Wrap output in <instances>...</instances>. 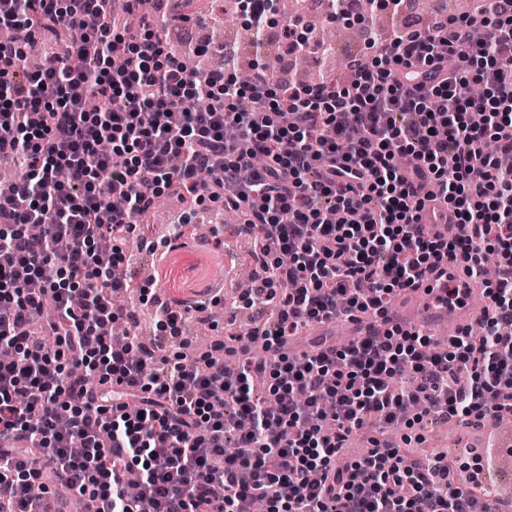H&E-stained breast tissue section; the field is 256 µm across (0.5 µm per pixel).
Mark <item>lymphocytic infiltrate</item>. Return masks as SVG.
Instances as JSON below:
<instances>
[{"label":"lymphocytic infiltrate","instance_id":"f902f5d3","mask_svg":"<svg viewBox=\"0 0 512 512\" xmlns=\"http://www.w3.org/2000/svg\"><path fill=\"white\" fill-rule=\"evenodd\" d=\"M110 0H0V163L25 177L0 192V480L10 512H34L31 487L68 490L97 512H469L452 488L453 463L421 459L371 437L347 468L339 451L366 425H391L420 400L427 415L471 426L512 416V169L482 155L486 141L512 153V0H486L394 37L345 82L288 86L224 70L200 78L144 19L132 35L108 22ZM61 35L64 57L24 69L35 37ZM485 93L470 96L471 82ZM254 109L242 112L239 98ZM97 100L98 111L87 107ZM295 114L292 125L279 121ZM412 115L402 125L398 115ZM263 153L255 165L254 153ZM449 212L456 233L427 238L426 198ZM188 196L247 212L258 254L247 304L277 299L275 326L256 330L265 351L226 345L197 359L158 357L137 341L113 346L121 311L112 276L136 235L135 214L161 196ZM44 225L40 239L26 227ZM112 241L110 257L98 252ZM499 258L495 280L484 258ZM467 265L489 300L479 335L450 337L435 357L430 338L391 329L345 346L324 342L299 356L284 348L312 322L383 314L435 267ZM58 317L45 322L42 301ZM232 404L226 413L224 404ZM236 433L232 453L224 438ZM137 469L131 502L123 474Z\"/></svg>","mask_w":512,"mask_h":512}]
</instances>
